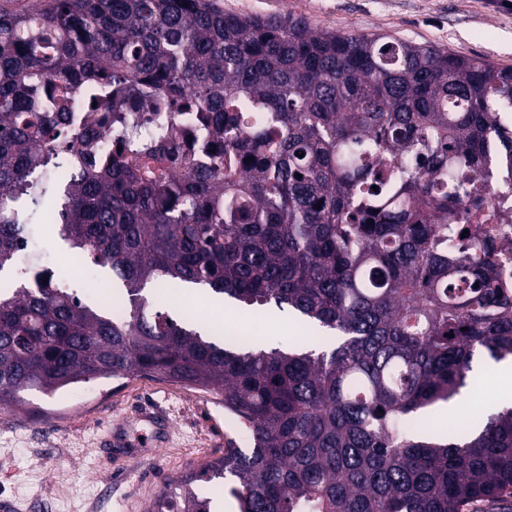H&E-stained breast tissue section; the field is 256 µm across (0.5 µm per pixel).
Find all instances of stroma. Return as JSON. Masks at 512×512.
<instances>
[{
	"mask_svg": "<svg viewBox=\"0 0 512 512\" xmlns=\"http://www.w3.org/2000/svg\"><path fill=\"white\" fill-rule=\"evenodd\" d=\"M226 12L292 13L352 34L385 33L512 67V0H223ZM246 336L285 346L309 335L289 312L234 308ZM23 410H0V501L11 512H147L155 497L186 474L249 445L248 431L221 396L153 376L85 383L49 398L25 392ZM512 405L492 361L474 366L459 400L465 425ZM166 417L160 443L133 442L141 408Z\"/></svg>",
	"mask_w": 512,
	"mask_h": 512,
	"instance_id": "stroma-1",
	"label": "stroma"
}]
</instances>
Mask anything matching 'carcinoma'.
Returning a JSON list of instances; mask_svg holds the SVG:
<instances>
[{"instance_id": "obj_1", "label": "carcinoma", "mask_w": 512, "mask_h": 512, "mask_svg": "<svg viewBox=\"0 0 512 512\" xmlns=\"http://www.w3.org/2000/svg\"><path fill=\"white\" fill-rule=\"evenodd\" d=\"M86 92L79 101L72 89ZM98 112L122 150L68 168L65 114ZM203 112L210 166L161 154ZM262 112L251 126L246 113ZM512 167V67L220 0H37L0 9V409L98 379L157 375L224 396L250 447L181 479L149 512H211L222 479L238 512H499L512 498V406L446 441L409 424L512 357V288L496 197ZM378 190H373V186ZM57 196L48 212L44 199ZM320 208H315V205ZM108 270L120 318L69 288L11 281L40 221ZM457 239L448 249V236ZM206 288L274 305L332 333L288 348L172 317L159 293ZM453 336H448V333ZM471 227H479L484 234L493 236L498 243L507 241L509 247L507 250H499L496 253L495 261L501 278L504 282L512 286V249L510 242L512 241V225L511 224H471Z\"/></svg>"}]
</instances>
